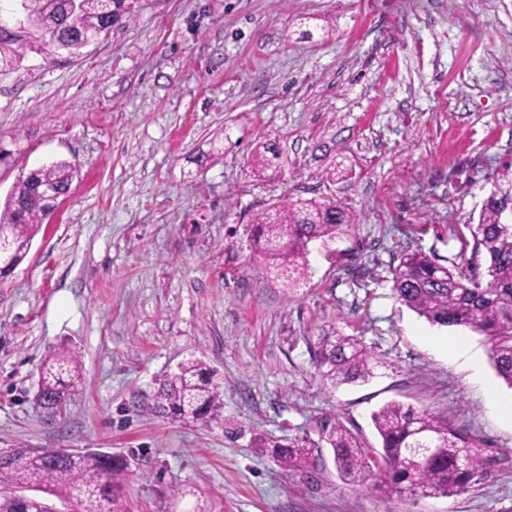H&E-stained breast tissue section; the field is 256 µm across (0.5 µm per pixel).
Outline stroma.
<instances>
[{"mask_svg":"<svg viewBox=\"0 0 512 512\" xmlns=\"http://www.w3.org/2000/svg\"><path fill=\"white\" fill-rule=\"evenodd\" d=\"M263 142L277 151L258 170ZM60 161L69 197L0 275V455L112 454L128 512H512V413L488 405L486 343L428 323L391 282L414 251L484 263L469 227L512 163V0H139L81 54L29 47L0 75V202ZM320 196L359 222L311 243L290 291L251 249L253 222ZM331 329L375 352L368 382L322 378L313 344ZM451 336L476 366L447 354ZM62 349L83 388L52 416L36 393ZM188 359L221 385L212 422L154 406ZM391 401L473 436L487 475L450 498L388 497L330 464L288 474L254 445L336 418L375 448L371 415Z\"/></svg>","mask_w":512,"mask_h":512,"instance_id":"35a3bbf8","label":"stroma"}]
</instances>
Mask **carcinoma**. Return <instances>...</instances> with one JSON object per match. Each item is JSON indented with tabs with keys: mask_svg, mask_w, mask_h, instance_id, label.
I'll use <instances>...</instances> for the list:
<instances>
[{
	"mask_svg": "<svg viewBox=\"0 0 512 512\" xmlns=\"http://www.w3.org/2000/svg\"><path fill=\"white\" fill-rule=\"evenodd\" d=\"M28 16L41 32L42 45L63 43L76 54L86 43L125 26L134 17V0H26ZM73 170L67 162L37 168L21 176L0 210V242L19 264L31 246L36 228L53 214L55 203L31 202L35 187L48 185L61 193L71 188ZM512 208V165L493 181L478 224L471 228L474 252L485 260L487 280L476 269L438 264L413 252L403 255L393 270V291L409 310L433 325L469 328L485 337L497 376L512 389V225L503 223ZM357 216L336 201H290L257 218L252 247L287 281L307 268L309 244L336 238ZM316 367L334 384L364 382L372 375L373 354L356 336L341 331L317 337ZM81 373L77 357L63 352L42 367L39 395L45 410L66 408ZM155 406L174 419L207 422L218 417L221 392L214 374L188 360L168 376L154 397ZM381 451L366 447L342 423L324 421L319 442L307 438L286 444L259 437V448L273 455L290 473L311 475L323 462L321 448L330 449L339 477L353 484L372 482L400 498L427 493L451 497L470 491L484 473L485 458L468 433L448 424L444 416L400 402H389L373 413ZM121 467L112 456L86 452L68 454L41 449L0 457V484L38 486L74 503L75 512H127L118 476ZM0 512H43L30 497L0 490Z\"/></svg>",
	"mask_w": 512,
	"mask_h": 512,
	"instance_id": "obj_1",
	"label": "carcinoma"
}]
</instances>
